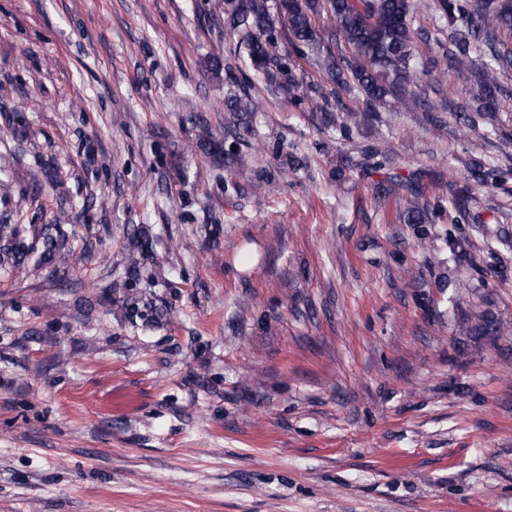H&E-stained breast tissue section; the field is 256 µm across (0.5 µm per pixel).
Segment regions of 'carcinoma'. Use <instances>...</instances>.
<instances>
[{
	"mask_svg": "<svg viewBox=\"0 0 512 512\" xmlns=\"http://www.w3.org/2000/svg\"><path fill=\"white\" fill-rule=\"evenodd\" d=\"M419 0H224L225 26L243 34L246 64L266 81L286 91L295 83L284 58L275 53L280 32L300 55L326 46L323 67L338 87L355 92L357 110L345 120H357L378 111L386 98L408 109L417 101L408 89L418 44L431 40L418 25ZM435 14L448 21V43L436 40L446 50L448 68L463 76L474 91V104L467 106L459 120L467 128L494 111L503 95L499 75L512 70V0H434ZM324 19L323 29L313 24ZM261 108L249 95H230L224 100L231 113L230 128L246 124L248 113ZM407 220L424 224L452 215V223L466 221L465 195H457L433 206L419 203V194L407 199ZM68 235L55 225L46 234L40 260L51 263L69 258ZM509 325L484 316L477 336H501Z\"/></svg>",
	"mask_w": 512,
	"mask_h": 512,
	"instance_id": "obj_1",
	"label": "carcinoma"
}]
</instances>
